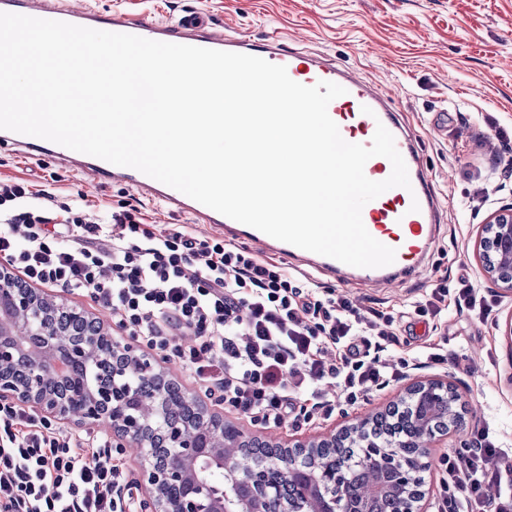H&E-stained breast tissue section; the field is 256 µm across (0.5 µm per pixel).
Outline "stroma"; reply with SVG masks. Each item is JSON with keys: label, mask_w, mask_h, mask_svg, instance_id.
I'll use <instances>...</instances> for the list:
<instances>
[{"label": "stroma", "mask_w": 512, "mask_h": 512, "mask_svg": "<svg viewBox=\"0 0 512 512\" xmlns=\"http://www.w3.org/2000/svg\"><path fill=\"white\" fill-rule=\"evenodd\" d=\"M103 14H149L166 20L201 10L225 28L263 42L271 34L303 45L392 91L399 120L419 140L442 220L430 257L412 274L388 284L347 283L294 260L280 259L296 279L324 296L348 297L359 307L389 314L402 339L389 360L440 348L448 363L432 377L462 380L466 407L479 413L496 446L512 449V295L484 281L473 251L480 227L512 202V178L493 177L497 132L512 135V0H93ZM0 177L50 188L58 205L80 201L97 213L140 204L147 220L200 237L214 228L143 202L131 187L92 181L49 156L22 157L0 143ZM470 278L492 305L487 320L449 307L421 313L433 288ZM402 396L401 383L372 391L331 418L296 426L246 422L248 431L280 442L340 429L384 410Z\"/></svg>", "instance_id": "obj_1"}]
</instances>
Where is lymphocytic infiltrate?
<instances>
[{"mask_svg":"<svg viewBox=\"0 0 512 512\" xmlns=\"http://www.w3.org/2000/svg\"><path fill=\"white\" fill-rule=\"evenodd\" d=\"M0 260L28 282L88 297L217 403L267 422L331 417L336 404L317 389L325 379L339 380L353 405L413 365L374 359L399 343L383 312L367 318L348 299H320L285 268L223 240L157 229L132 204L104 215L79 202L60 208L49 191L0 178ZM458 283L454 293L432 290V315L450 299L487 319L472 283ZM303 392L310 407L295 405ZM438 468L437 512H512V464L488 429ZM494 484L506 495L489 497ZM131 486L121 448L105 435L76 437L0 403V512H134Z\"/></svg>","mask_w":512,"mask_h":512,"instance_id":"f902f5d3","label":"lymphocytic infiltrate"}]
</instances>
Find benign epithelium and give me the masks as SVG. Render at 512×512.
I'll use <instances>...</instances> for the list:
<instances>
[{
  "instance_id": "1",
  "label": "benign epithelium",
  "mask_w": 512,
  "mask_h": 512,
  "mask_svg": "<svg viewBox=\"0 0 512 512\" xmlns=\"http://www.w3.org/2000/svg\"><path fill=\"white\" fill-rule=\"evenodd\" d=\"M486 281L512 293V204L493 212L474 244ZM64 317L77 310L38 288L0 271V400H8L40 417L62 423L92 422L112 432L117 446L137 458L142 512H377L391 499L398 512H428L425 492L415 481L427 467V449L465 423L464 407L454 381L416 376L405 389L410 433L386 439L373 433L375 416L338 431L292 445H279L270 459L296 490L285 498L260 482L257 462L243 456L263 440L212 412L202 396L181 391L193 410V424L170 419L164 386L174 383L145 353L112 336L111 328L87 319L80 338L60 342L59 328L44 321V311ZM24 363L29 374L20 383L13 369ZM112 365L123 386H102L86 379L79 393L62 396L54 384L73 372ZM445 427L432 423V411ZM364 449L376 480L368 491H353L344 468L330 471L318 463L322 448ZM403 448H418L407 456Z\"/></svg>"
}]
</instances>
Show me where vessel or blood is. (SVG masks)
Listing matches in <instances>:
<instances>
[{
    "label": "vessel or blood",
    "instance_id": "vessel-or-blood-1",
    "mask_svg": "<svg viewBox=\"0 0 512 512\" xmlns=\"http://www.w3.org/2000/svg\"><path fill=\"white\" fill-rule=\"evenodd\" d=\"M0 12L92 29L105 22L115 33L256 56L285 66L292 80L306 86L320 81L337 83L345 88L346 93L329 104L328 113L338 125L342 137L348 142L367 146L377 125H384L393 135L396 148L406 163L411 186L407 189L391 188L363 207L362 220L367 231L382 244L394 248L396 258L394 263L385 267L357 270L236 222L136 169L116 166L44 139L0 130V140L16 145L20 154L30 156L37 152L60 158L90 180L125 183L141 192L150 202L189 215L196 223L213 225L232 239L253 242L260 245L265 253L303 260L335 275L357 273L369 280L383 281L396 272L412 271L427 256L441 215L422 162L419 142L399 122L390 95L378 85L362 80L354 71L339 68L331 58L311 53L301 45H286L277 37L258 44L225 32L223 27L197 11L186 12L172 20H154L125 13L105 18L92 7H77L74 0H0ZM414 203L419 206L415 212L410 209Z\"/></svg>",
    "mask_w": 512,
    "mask_h": 512
}]
</instances>
